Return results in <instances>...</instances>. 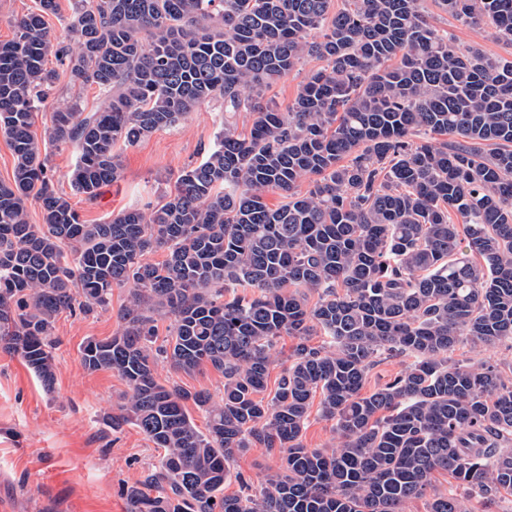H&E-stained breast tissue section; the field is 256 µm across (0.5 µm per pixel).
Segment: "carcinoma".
Wrapping results in <instances>:
<instances>
[{
  "label": "carcinoma",
  "mask_w": 512,
  "mask_h": 512,
  "mask_svg": "<svg viewBox=\"0 0 512 512\" xmlns=\"http://www.w3.org/2000/svg\"><path fill=\"white\" fill-rule=\"evenodd\" d=\"M332 2L74 0L58 40L45 21L58 0H39L0 44V133L15 157L0 182V347L51 389L58 316L128 288L119 331L81 350L84 369L127 386L107 425L163 451L123 490L127 512H404L438 471L464 492L435 495L428 512H473V496L512 491V381L452 360L462 345L512 340V62L461 51L420 0ZM437 3L512 42V0ZM50 56L100 93L89 112L58 108L48 134L76 155L77 193L121 178L118 145L221 97L216 143L151 211L82 223L32 131L57 79ZM306 57L324 66L282 112L264 92ZM269 189L285 202L269 206ZM158 250L162 262L143 260ZM316 329L328 344H308ZM284 334L298 344L266 401ZM383 355L409 362L362 393ZM161 358L184 373L210 365L224 396L160 382ZM317 393L336 421L330 450L301 443ZM257 446L277 471L257 494L242 479L246 493L224 495L231 462Z\"/></svg>",
  "instance_id": "cac0c4a2"
}]
</instances>
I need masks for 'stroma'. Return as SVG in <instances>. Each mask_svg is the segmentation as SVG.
Returning <instances> with one entry per match:
<instances>
[{
  "label": "stroma",
  "mask_w": 512,
  "mask_h": 512,
  "mask_svg": "<svg viewBox=\"0 0 512 512\" xmlns=\"http://www.w3.org/2000/svg\"><path fill=\"white\" fill-rule=\"evenodd\" d=\"M423 6L432 23L455 34L460 47H477L512 61V45L495 39L487 29L461 24L441 12L435 0H423ZM74 100L92 108L98 90L73 86L67 74H60L35 119L38 140H47L56 107ZM223 118L224 101L217 97L177 127L122 149L121 179L103 187L94 199L74 192L70 185L68 173L76 161L72 149L49 148L56 187L69 195L87 224L124 209H146L174 189L182 169L204 157ZM126 297V290L116 288L108 308L87 316H59L53 388H45L20 355L0 350V512H126L123 488L142 482L157 464L158 449L137 428L126 425L115 432L103 423L104 415L121 403L125 383L112 371L89 372L81 365L87 340H103L118 330V313ZM157 375L192 393L209 392L216 400L224 394L223 375L208 365L184 374L162 361ZM275 467V456L264 448L236 456L225 494H239L244 480L252 491H260Z\"/></svg>",
  "instance_id": "obj_1"
}]
</instances>
